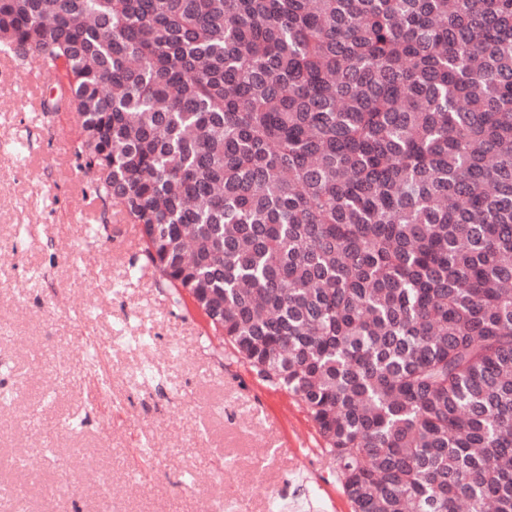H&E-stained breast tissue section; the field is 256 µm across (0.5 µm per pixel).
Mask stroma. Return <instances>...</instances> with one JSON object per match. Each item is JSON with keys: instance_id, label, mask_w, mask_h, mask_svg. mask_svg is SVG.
Here are the masks:
<instances>
[{"instance_id": "stroma-1", "label": "stroma", "mask_w": 512, "mask_h": 512, "mask_svg": "<svg viewBox=\"0 0 512 512\" xmlns=\"http://www.w3.org/2000/svg\"><path fill=\"white\" fill-rule=\"evenodd\" d=\"M49 86L0 52V512H353L303 404L85 198Z\"/></svg>"}]
</instances>
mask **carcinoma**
I'll use <instances>...</instances> for the list:
<instances>
[{
	"label": "carcinoma",
	"instance_id": "carcinoma-1",
	"mask_svg": "<svg viewBox=\"0 0 512 512\" xmlns=\"http://www.w3.org/2000/svg\"><path fill=\"white\" fill-rule=\"evenodd\" d=\"M0 52L353 512H512V0H0Z\"/></svg>",
	"mask_w": 512,
	"mask_h": 512
}]
</instances>
